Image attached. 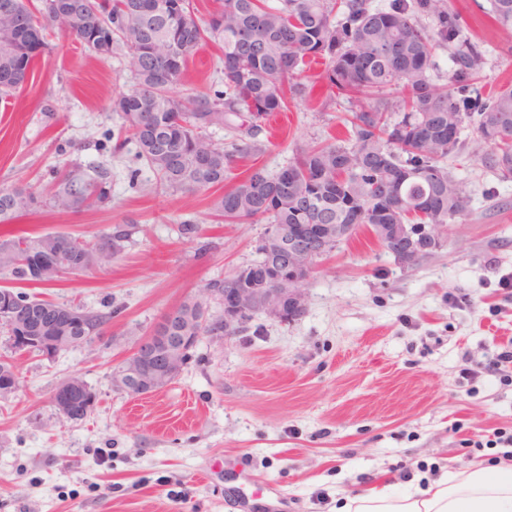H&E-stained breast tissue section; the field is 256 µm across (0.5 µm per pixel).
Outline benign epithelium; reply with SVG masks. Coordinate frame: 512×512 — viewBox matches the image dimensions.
I'll return each mask as SVG.
<instances>
[{"label":"benign epithelium","mask_w":512,"mask_h":512,"mask_svg":"<svg viewBox=\"0 0 512 512\" xmlns=\"http://www.w3.org/2000/svg\"><path fill=\"white\" fill-rule=\"evenodd\" d=\"M351 224H304L289 234L279 224L266 225L258 248L270 275L249 279L253 264L239 267L235 275L244 281L242 288H202L199 296L182 303L190 309L200 306V326L208 335L231 337L239 332L249 317L263 314L287 322L304 313L306 289L320 259L334 251V244L349 233ZM384 236V248L400 266L437 248L441 243L442 224H378ZM217 302L224 307L216 318L209 305ZM9 322L7 344L14 350L36 353L52 360L60 352L78 343L89 341L87 336L73 332L86 328L88 314L74 307L57 309L46 320L36 321L28 304L15 300L0 313ZM177 311L168 313L145 336L134 343L131 353L112 373L114 389L133 398L146 396L170 385L181 374L200 340V331L189 326L180 335H169ZM19 387V374L14 362L0 366V396L6 397ZM96 394L85 381L70 377L61 381L52 396L57 414L77 421L95 404Z\"/></svg>","instance_id":"benign-epithelium-1"}]
</instances>
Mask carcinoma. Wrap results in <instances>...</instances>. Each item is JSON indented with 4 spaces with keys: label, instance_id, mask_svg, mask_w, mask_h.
Here are the masks:
<instances>
[{
    "label": "carcinoma",
    "instance_id": "obj_1",
    "mask_svg": "<svg viewBox=\"0 0 512 512\" xmlns=\"http://www.w3.org/2000/svg\"><path fill=\"white\" fill-rule=\"evenodd\" d=\"M170 0H0V94L22 88L48 47L52 26L100 57L125 47L141 60L134 88L114 102L136 156L172 191L209 189L231 179L250 155L258 120L282 112L287 93L303 94L304 67L321 59L336 97L351 102L348 144H309L275 173L253 168L224 189L213 212L226 224L349 223L375 232L376 224H446L464 215L471 191L448 170L462 148L463 118L477 117L471 156L512 177V84L492 96L479 86L483 46L466 37L451 0H224L205 23L191 0L178 11ZM495 25L512 31V0H489ZM209 42L222 48L224 94L184 101L171 94L190 59ZM439 48L449 51L450 87L430 78ZM244 134L229 146L208 131ZM101 168L57 172L46 195L25 187L0 190V224L42 208L91 210L111 194ZM101 233L79 236L22 233L0 242V276L33 281L29 256L58 253L68 267L112 262Z\"/></svg>",
    "mask_w": 512,
    "mask_h": 512
}]
</instances>
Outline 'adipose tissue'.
I'll return each mask as SVG.
<instances>
[{"instance_id":"ef3b65f1","label":"adipose tissue","mask_w":512,"mask_h":512,"mask_svg":"<svg viewBox=\"0 0 512 512\" xmlns=\"http://www.w3.org/2000/svg\"><path fill=\"white\" fill-rule=\"evenodd\" d=\"M339 512H512V465H475L406 494L383 479L346 498Z\"/></svg>"}]
</instances>
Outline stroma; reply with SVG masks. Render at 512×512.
<instances>
[{
    "label": "stroma",
    "mask_w": 512,
    "mask_h": 512,
    "mask_svg": "<svg viewBox=\"0 0 512 512\" xmlns=\"http://www.w3.org/2000/svg\"><path fill=\"white\" fill-rule=\"evenodd\" d=\"M453 5L486 50L484 92L512 82V33L487 0ZM48 41L33 79L0 97V189L45 193L58 170L103 167L111 200L0 224V239H89L118 225L127 237L109 266L26 287L108 322L53 360L18 359L21 386L0 398V512H334L382 473L407 493L449 471L507 464L497 434H512V366L486 367L512 348V179L468 150L452 154L448 168L472 194L438 249L403 268L359 230L320 261L299 318L258 315L234 336L203 337L168 387L132 398L113 389V367L206 282L254 260L265 226L217 223L223 187L165 191L134 145L114 152L113 102L134 84L128 49L101 59L58 30ZM220 54L207 44L173 94L221 93ZM348 110L324 83L290 97L238 170L275 172L297 147L334 144ZM183 223L198 235L181 237ZM71 376L97 395L75 422L51 403Z\"/></svg>",
    "instance_id": "obj_1"
}]
</instances>
